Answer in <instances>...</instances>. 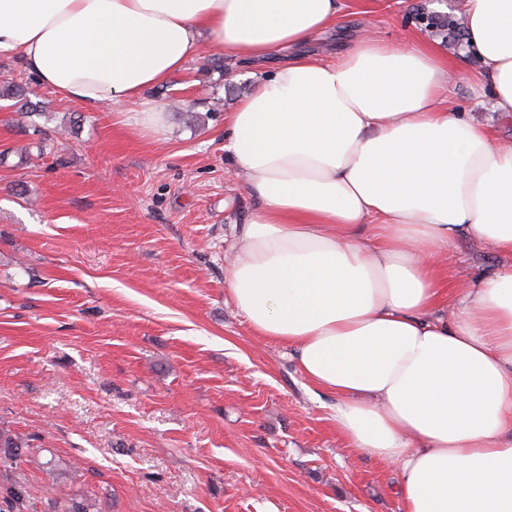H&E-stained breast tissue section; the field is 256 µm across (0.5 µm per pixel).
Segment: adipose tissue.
<instances>
[{"label":"adipose tissue","mask_w":512,"mask_h":512,"mask_svg":"<svg viewBox=\"0 0 512 512\" xmlns=\"http://www.w3.org/2000/svg\"><path fill=\"white\" fill-rule=\"evenodd\" d=\"M458 2L459 56L361 34L327 60L301 48L346 0H0V54L87 110L135 105L154 135L169 108L145 91L202 49H295L224 116L255 202L225 284L335 395L348 445L397 467L404 512H512V142L448 95L466 81L512 118V0ZM463 238L504 264L449 281Z\"/></svg>","instance_id":"adipose-tissue-1"}]
</instances>
